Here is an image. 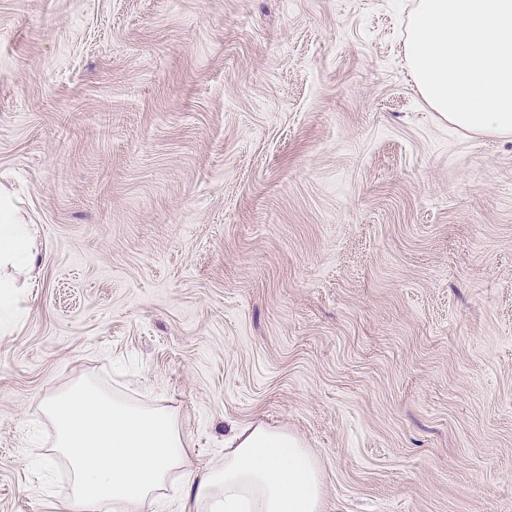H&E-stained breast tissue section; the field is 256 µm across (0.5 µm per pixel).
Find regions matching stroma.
<instances>
[{"label":"stroma","mask_w":512,"mask_h":512,"mask_svg":"<svg viewBox=\"0 0 512 512\" xmlns=\"http://www.w3.org/2000/svg\"><path fill=\"white\" fill-rule=\"evenodd\" d=\"M413 0H0V512H64L42 400L175 407L198 465L287 427L325 512H512V140L432 112ZM38 250L35 230L26 224L12 205L0 195V332L5 334L13 324V297L19 277L24 283L36 269ZM3 270L14 271L4 275Z\"/></svg>","instance_id":"stroma-1"}]
</instances>
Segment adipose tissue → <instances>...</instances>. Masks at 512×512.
I'll list each match as a JSON object with an SVG mask.
<instances>
[{"mask_svg": "<svg viewBox=\"0 0 512 512\" xmlns=\"http://www.w3.org/2000/svg\"><path fill=\"white\" fill-rule=\"evenodd\" d=\"M35 230L0 195V332L14 322L19 280H30ZM56 432L48 461L64 459L76 512H323L324 480L311 448L284 427L237 424L224 435V457L195 467L176 409L83 380L46 398Z\"/></svg>", "mask_w": 512, "mask_h": 512, "instance_id": "ef3b65f1", "label": "adipose tissue"}]
</instances>
